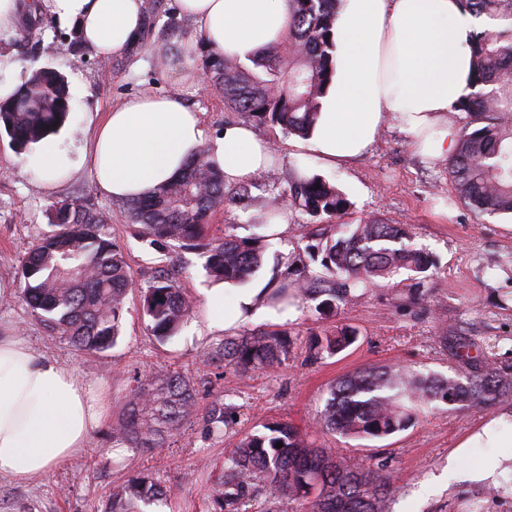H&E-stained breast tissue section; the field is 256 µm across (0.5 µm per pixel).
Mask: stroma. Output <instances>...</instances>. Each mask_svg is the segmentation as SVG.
Wrapping results in <instances>:
<instances>
[{"instance_id": "stroma-1", "label": "stroma", "mask_w": 512, "mask_h": 512, "mask_svg": "<svg viewBox=\"0 0 512 512\" xmlns=\"http://www.w3.org/2000/svg\"><path fill=\"white\" fill-rule=\"evenodd\" d=\"M76 41L73 27L25 21L13 35L0 39V78L22 61L31 71L58 72L71 86L70 115L54 135L71 173L55 191L41 188L27 166V154L16 153L0 127V334L18 336L37 352L70 366L94 389L104 390L110 406L86 447L65 463L26 484L0 477V512H107L113 494L144 470L174 490L172 512H208L225 455L261 425L287 422L306 428L323 409L331 386L345 375L368 366H405L445 375L455 364L449 345L460 339L497 340L499 361L512 365V218L477 216L458 198L446 159H426L392 115L365 154L336 166L319 160L301 138L257 126L258 135L276 146L277 156L266 172L246 182L244 202L217 210L210 222L215 234L230 224L237 236L260 239L264 268L252 285L265 287L277 256L304 252L307 245L304 226L309 218L289 200L281 202L283 231L263 222L271 194L286 189L289 176L300 167L343 191L351 203L343 223L380 218L410 225L413 245L435 262L432 277L358 289L332 317L320 315L314 301L307 300L296 305L288 320L247 321L239 334L287 332L288 366L272 373H245L224 363L214 354L224 335L207 329L206 295L212 283L202 259L193 251L143 238L129 220L126 203L99 193L81 155L88 116L144 91L183 93L212 135L225 124L240 122L241 116L225 107L210 84L187 91L175 72L160 69L156 58L163 49L156 38L143 39L136 56L108 61L78 49ZM67 197L93 204L105 215L104 230L126 254L135 284L119 341L100 356L75 350L48 333L32 319L21 297V260L50 233L51 205ZM166 268L177 270L178 283L194 300L195 310L175 340L162 344L146 329L138 289L156 270ZM339 327L355 331L356 341L334 357L310 362L311 339ZM160 369L184 376L199 408L217 398L231 404L233 423L223 437H212L194 416L165 448L144 454L126 448L114 452L113 421L122 415L138 380ZM490 424L512 427V400L491 409L440 402L405 430L385 438L320 434L316 441L351 458L388 459L396 487L390 512H468L480 483L445 484L440 477L459 445H466V459L473 466L497 456V449L476 440Z\"/></svg>"}]
</instances>
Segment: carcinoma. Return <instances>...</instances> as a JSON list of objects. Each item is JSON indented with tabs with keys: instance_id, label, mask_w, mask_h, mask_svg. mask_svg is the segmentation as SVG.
Listing matches in <instances>:
<instances>
[{
	"instance_id": "obj_1",
	"label": "carcinoma",
	"mask_w": 512,
	"mask_h": 512,
	"mask_svg": "<svg viewBox=\"0 0 512 512\" xmlns=\"http://www.w3.org/2000/svg\"><path fill=\"white\" fill-rule=\"evenodd\" d=\"M339 0H290L287 52H265L244 67L221 52L205 50L202 69L224 103L248 121L306 138L319 99L333 76V25ZM483 30L473 45L471 82L477 91L460 102L464 125L448 174L458 197L483 216L512 217V0H462ZM65 79L40 69L9 102H0V126L21 150L57 132L66 122ZM294 204L321 223L345 213L346 196L316 175L295 170L288 181ZM227 191L224 173L204 147L174 181L147 199L128 202L130 221L154 242L196 250L206 272L218 281L248 284L259 272L263 251L254 238L229 232L209 236L216 209L242 200ZM104 216L84 202L63 199L52 205L53 230L23 258L22 299L31 315L53 335L79 350L101 354L120 335L121 318L133 280L123 250L103 232ZM310 255L320 256L313 280L297 256H283V280L265 300L292 304L320 299L327 314L350 301L359 288L403 275L427 273L432 262L406 244L404 224L368 221L312 229ZM147 331L161 341L176 337L193 310L177 281L160 270L140 290ZM356 341L354 331L318 336L309 347L314 360L331 358ZM290 343L283 331L226 337L216 354L244 371H273L288 365ZM496 344L459 343L453 357L470 366L465 376L410 369L369 368L338 381L329 391L314 433L345 438H382L414 423L435 402L490 407L512 397V371L498 365ZM476 354H470V351ZM196 411V395L182 377L159 370L138 381L124 417L112 426V447L150 452L174 437ZM206 430L229 426L228 406L217 398L202 416ZM310 433L288 424H266L245 436L224 460L214 483L210 512H251L258 497L273 504L299 503L303 512H386L393 491L383 463H349L308 440ZM283 443L276 448L277 443ZM174 492L149 472L141 473L112 497L108 512H151Z\"/></svg>"
}]
</instances>
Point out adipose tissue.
I'll return each instance as SVG.
<instances>
[{
    "label": "adipose tissue",
    "instance_id": "obj_1",
    "mask_svg": "<svg viewBox=\"0 0 512 512\" xmlns=\"http://www.w3.org/2000/svg\"><path fill=\"white\" fill-rule=\"evenodd\" d=\"M195 23L182 42L180 82L205 81L191 60L200 47L248 63L288 36L289 0H174ZM46 14L74 26L100 59L135 49L144 0H0V35L21 12ZM477 21L459 0H341L334 30V75L320 99L308 141L324 162L364 153L388 113L421 138L431 158L453 154L458 139L448 114L471 96V44ZM173 58V59H176ZM173 59L162 58L164 66ZM209 148L225 184L250 180L272 162V146L246 124L210 138L198 112L178 94L140 93L124 99L90 129L85 158L98 188L115 199H138L173 181L190 157ZM208 327L235 331L245 320L277 317L253 291L227 298L212 289ZM105 401L72 369L15 336H0V475L26 483L84 448Z\"/></svg>",
    "mask_w": 512,
    "mask_h": 512
}]
</instances>
